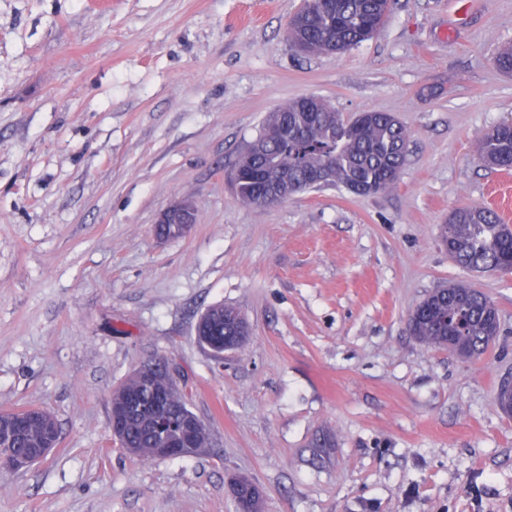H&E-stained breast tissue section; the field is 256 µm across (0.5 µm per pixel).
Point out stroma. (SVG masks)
<instances>
[{
	"instance_id": "1",
	"label": "stroma",
	"mask_w": 512,
	"mask_h": 512,
	"mask_svg": "<svg viewBox=\"0 0 512 512\" xmlns=\"http://www.w3.org/2000/svg\"><path fill=\"white\" fill-rule=\"evenodd\" d=\"M303 0H0V410L44 407L60 442L0 468V512H512V274L455 264L460 205L512 210V170L470 143L512 118V0H392L343 54L286 39ZM316 95L387 112L399 182L240 202L230 180L263 117ZM196 204L182 237L154 228ZM465 280L500 334L463 359L411 336L434 288ZM251 333L214 357L211 305ZM161 358L212 449L158 459L112 439L110 396ZM196 211V206L191 202H181L173 205L162 214L157 227L158 235L166 238L182 236L187 229V224H183L182 219L177 218L170 224H166V222L175 214H185L186 212L196 214ZM234 311L241 314L233 306H224V304L213 305L205 311L196 326V335L199 343L207 347L216 357H220L226 350H232L240 346L248 335L247 330L238 340H235L230 348H226V344H224V321L230 318ZM201 326L203 327L201 328ZM234 494L241 512H262V493L260 488L245 477L234 482Z\"/></svg>"
}]
</instances>
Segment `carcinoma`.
<instances>
[{
	"label": "carcinoma",
	"instance_id": "cac0c4a2",
	"mask_svg": "<svg viewBox=\"0 0 512 512\" xmlns=\"http://www.w3.org/2000/svg\"><path fill=\"white\" fill-rule=\"evenodd\" d=\"M390 0H304L296 16L302 20L298 37L301 51L312 54L341 53L368 41L384 25ZM285 126L288 137L267 135L271 128ZM409 134L387 112H361L347 120L325 99L306 107L297 100L268 113L259 134L237 159L238 199L261 205L263 176L277 182L283 199L294 189H310L313 176L323 186L344 188L355 194H370L393 188L401 175ZM473 156L484 164L512 168V122L502 121L473 143ZM186 225L177 218L160 224L161 237L177 238ZM442 242L460 266L484 273H512V228L498 221L496 214L480 205L455 208L448 223L441 227ZM494 304L481 291L465 282L436 288L413 310L408 330L420 342L435 349H449L461 358L481 355L493 344L499 326L488 322ZM236 311L233 306L216 304L201 316L196 335L199 343L217 357L226 351L224 321ZM173 378L158 367L152 378L144 380L134 371L112 393L111 406L120 407L136 397L139 411L127 418L117 434V443L131 455L156 457L155 449L173 440L170 433L158 431L153 407L164 395L168 412L174 417L192 413L187 395L170 387ZM60 436L54 416L40 408L0 412V455H26L35 460L47 433ZM240 512H262L260 488L245 477L234 482Z\"/></svg>",
	"mask_w": 512,
	"mask_h": 512
}]
</instances>
